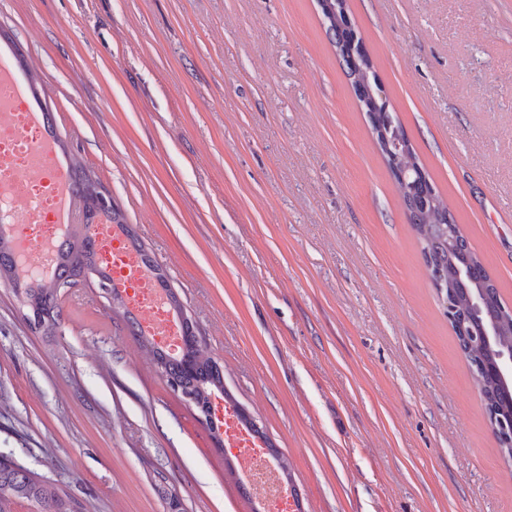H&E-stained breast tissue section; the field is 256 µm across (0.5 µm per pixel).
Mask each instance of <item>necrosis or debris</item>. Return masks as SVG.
Masks as SVG:
<instances>
[{
  "mask_svg": "<svg viewBox=\"0 0 512 512\" xmlns=\"http://www.w3.org/2000/svg\"><path fill=\"white\" fill-rule=\"evenodd\" d=\"M39 139L40 132L30 123L24 105L10 95L0 96V207L9 209L16 223L27 226L28 232L20 241L28 246L38 265L48 268L55 264L52 241L59 226L55 222L53 185L38 174L43 163L37 149ZM23 169L31 170L30 178H19ZM125 298L129 306L146 313L149 323L158 327L159 332L153 337L156 346L167 352L181 349V332L178 326L168 323L165 298L145 282L134 284ZM224 438L238 456L250 457L248 479L263 480L270 471L268 459L257 448L252 435L240 428L229 413L224 416Z\"/></svg>",
  "mask_w": 512,
  "mask_h": 512,
  "instance_id": "obj_1",
  "label": "necrosis or debris"
}]
</instances>
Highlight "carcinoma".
I'll use <instances>...</instances> for the list:
<instances>
[{"mask_svg": "<svg viewBox=\"0 0 512 512\" xmlns=\"http://www.w3.org/2000/svg\"><path fill=\"white\" fill-rule=\"evenodd\" d=\"M319 2L327 24L326 32L332 44L341 47L340 61L346 75H356L362 80L368 77L370 82H375L368 67L354 61L349 48L340 46L341 36L345 35L340 27L348 23L347 15L341 10L329 14L325 9V0ZM371 127L385 129L393 139V153H401L396 135H402L404 131L391 112L382 107L377 109ZM419 169L420 165L413 163V170L409 171L408 193L401 196L403 205L410 210L408 223L416 234L427 264L446 273L454 265L465 271L462 280L448 282L443 291V297L454 309L455 320L451 322V328L469 362L486 411L495 410L504 415L512 408V386L504 387L493 373V368L500 352L512 351V312L501 308L502 300L496 285L492 288V300L482 307L481 313L470 310L469 297L473 293L474 284L486 277L487 270L453 217H448L447 223H441V210L447 211L449 207L440 196L429 197L430 187L418 176ZM86 170V165L76 164L74 156H69L70 176L78 197L91 210V199L81 191L86 180ZM95 264V252L91 250L90 238L84 233L81 224L72 226L71 232L62 241L56 257L60 272L49 281L13 278L9 250L6 242L0 241V283L12 288L24 314L34 313L39 317L38 329L43 332L53 333L59 325L61 310L58 304V282L84 268H92ZM492 324L499 325V329L487 344L482 340V333ZM140 341L147 355L163 374L181 378L185 386L197 392L201 398H206L212 389L224 386L223 371L197 339L192 322H186L184 353L179 359L165 354L144 336L140 337ZM22 503L34 506L38 512H87L79 501L52 480L24 468L9 456L0 455V512H17V507Z\"/></svg>", "mask_w": 512, "mask_h": 512, "instance_id": "cac0c4a2", "label": "carcinoma"}]
</instances>
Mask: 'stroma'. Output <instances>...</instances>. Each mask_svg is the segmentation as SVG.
Returning <instances> with one entry per match:
<instances>
[{
	"instance_id": "1",
	"label": "stroma",
	"mask_w": 512,
	"mask_h": 512,
	"mask_svg": "<svg viewBox=\"0 0 512 512\" xmlns=\"http://www.w3.org/2000/svg\"><path fill=\"white\" fill-rule=\"evenodd\" d=\"M390 110L512 307V0H347ZM300 512H512L505 463L317 0H0ZM0 284V455L93 512H252L97 288Z\"/></svg>"
}]
</instances>
